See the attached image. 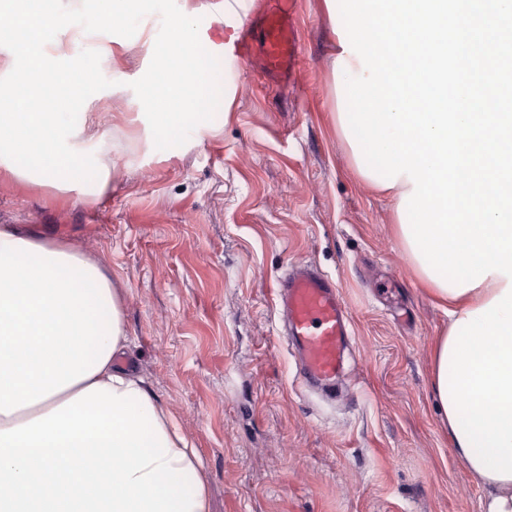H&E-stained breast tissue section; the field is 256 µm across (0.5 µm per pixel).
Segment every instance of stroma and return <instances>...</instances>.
Wrapping results in <instances>:
<instances>
[{
  "label": "stroma",
  "instance_id": "35a3bbf8",
  "mask_svg": "<svg viewBox=\"0 0 512 512\" xmlns=\"http://www.w3.org/2000/svg\"><path fill=\"white\" fill-rule=\"evenodd\" d=\"M304 60L288 84L217 52L207 128L152 145L112 115L135 109L137 41L91 95L117 175L91 200L0 180V224L94 253L126 291L124 365L198 448L213 512H481L430 389L448 317L412 275L393 203L357 174L337 128V37L300 0ZM306 262L338 283L351 340L335 397L300 386L276 283Z\"/></svg>",
  "mask_w": 512,
  "mask_h": 512
}]
</instances>
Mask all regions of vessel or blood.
<instances>
[{"label": "vessel or blood", "mask_w": 512, "mask_h": 512, "mask_svg": "<svg viewBox=\"0 0 512 512\" xmlns=\"http://www.w3.org/2000/svg\"><path fill=\"white\" fill-rule=\"evenodd\" d=\"M297 0H258L223 53L251 63L266 76L287 81L303 58L295 26ZM287 317L286 341L296 353L303 383L329 385L343 365L351 314L332 279L310 265L292 266L276 292Z\"/></svg>", "instance_id": "b4317fda"}]
</instances>
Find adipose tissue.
Listing matches in <instances>:
<instances>
[{
  "label": "adipose tissue",
  "mask_w": 512,
  "mask_h": 512,
  "mask_svg": "<svg viewBox=\"0 0 512 512\" xmlns=\"http://www.w3.org/2000/svg\"><path fill=\"white\" fill-rule=\"evenodd\" d=\"M150 0H0V175L58 192H106L115 174L91 113L89 86L121 70L101 38L150 13ZM199 9L155 15L142 28L153 57L138 75L137 113L153 138L204 127L197 103L213 73L200 58ZM79 122H71L74 109ZM408 264L449 323L505 289L491 273L463 294ZM129 344L125 296L94 257L65 241L0 226V512H211L197 449L145 379L120 366ZM455 455L483 489V512H512V479L475 468L452 427Z\"/></svg>",
  "instance_id": "1"
}]
</instances>
